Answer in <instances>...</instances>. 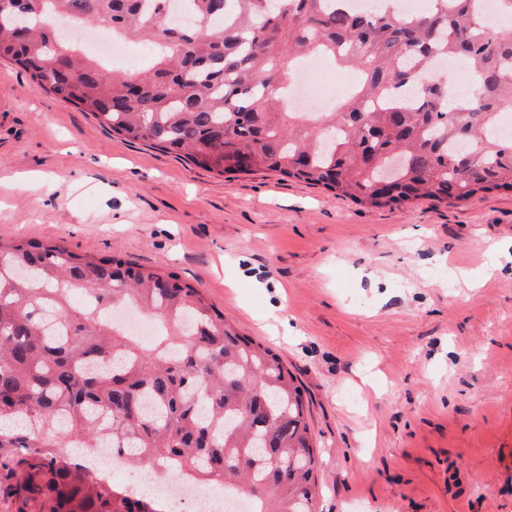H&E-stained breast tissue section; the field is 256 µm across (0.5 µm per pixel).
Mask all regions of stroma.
Masks as SVG:
<instances>
[{
    "mask_svg": "<svg viewBox=\"0 0 512 512\" xmlns=\"http://www.w3.org/2000/svg\"><path fill=\"white\" fill-rule=\"evenodd\" d=\"M20 239L175 275L273 349L309 402L315 512H512L511 190L371 207L227 178L0 61V242Z\"/></svg>",
    "mask_w": 512,
    "mask_h": 512,
    "instance_id": "1",
    "label": "stroma"
}]
</instances>
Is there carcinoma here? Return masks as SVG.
Instances as JSON below:
<instances>
[{
  "label": "carcinoma",
  "instance_id": "carcinoma-1",
  "mask_svg": "<svg viewBox=\"0 0 512 512\" xmlns=\"http://www.w3.org/2000/svg\"><path fill=\"white\" fill-rule=\"evenodd\" d=\"M25 0L29 32L0 36V59L100 125L224 174L270 171L380 207L461 202L512 190V29L483 0ZM18 0H0V26ZM100 22L149 50L136 74L102 65L61 24ZM324 55L360 83L330 111L289 103L290 67ZM457 59L475 88L459 99L433 66ZM159 321L150 343L111 312ZM308 406L279 355L241 335L195 288L118 256L83 257L35 240L0 244V491L26 512H166L105 476L112 464L244 488L251 512H313L316 455Z\"/></svg>",
  "mask_w": 512,
  "mask_h": 512
}]
</instances>
